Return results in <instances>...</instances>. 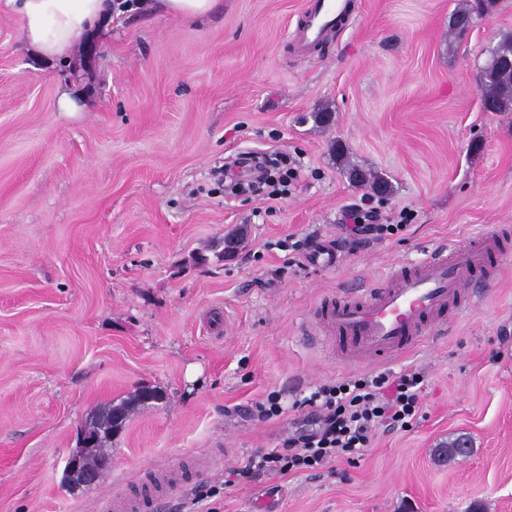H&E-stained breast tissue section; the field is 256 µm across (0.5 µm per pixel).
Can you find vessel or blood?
Here are the masks:
<instances>
[{
  "instance_id": "obj_1",
  "label": "vessel or blood",
  "mask_w": 512,
  "mask_h": 512,
  "mask_svg": "<svg viewBox=\"0 0 512 512\" xmlns=\"http://www.w3.org/2000/svg\"><path fill=\"white\" fill-rule=\"evenodd\" d=\"M351 14L349 0H305L295 30L297 43L320 44ZM500 254L494 231L436 248L419 265L401 264L356 294L331 300L320 308L318 324L336 356L349 365L379 364L405 355L425 334L447 326L460 311L467 288L477 284ZM149 494L103 499L99 512H151L158 498H173L183 479L166 470H147Z\"/></svg>"
}]
</instances>
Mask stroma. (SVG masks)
<instances>
[{
    "label": "stroma",
    "instance_id": "1",
    "mask_svg": "<svg viewBox=\"0 0 512 512\" xmlns=\"http://www.w3.org/2000/svg\"><path fill=\"white\" fill-rule=\"evenodd\" d=\"M462 2L354 0L303 53L290 36L304 0H221L200 20L146 0L53 64L0 14V512H92L143 467L198 459L190 483L224 486L219 512H512V256L390 362L427 374L408 428L316 476L224 485L287 435L289 416L246 417L256 402L371 374L312 331L321 302L512 225V112L483 111L478 90L512 0L455 36ZM65 87L76 111L59 109ZM323 107L326 126L312 118ZM338 144L393 194L353 186ZM249 151L300 159L282 199L225 197L219 168ZM357 203L407 219L328 267L268 249L311 233L332 249ZM200 251L207 264L191 262ZM145 388L163 400L129 417L94 484L70 481L92 412ZM459 436L472 454L438 459Z\"/></svg>",
    "mask_w": 512,
    "mask_h": 512
}]
</instances>
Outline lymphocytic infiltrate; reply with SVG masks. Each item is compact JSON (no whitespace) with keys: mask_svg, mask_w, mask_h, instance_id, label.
I'll use <instances>...</instances> for the list:
<instances>
[{"mask_svg":"<svg viewBox=\"0 0 512 512\" xmlns=\"http://www.w3.org/2000/svg\"><path fill=\"white\" fill-rule=\"evenodd\" d=\"M424 382V372L408 366L316 385L310 395L292 403L293 411L306 414L305 426L289 431L281 447L250 454L243 466L229 470L225 485L362 456L377 428L408 427L419 411Z\"/></svg>","mask_w":512,"mask_h":512,"instance_id":"obj_1","label":"lymphocytic infiltrate"}]
</instances>
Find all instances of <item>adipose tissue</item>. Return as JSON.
I'll return each mask as SVG.
<instances>
[{
	"label": "adipose tissue",
	"mask_w": 512,
	"mask_h": 512,
	"mask_svg": "<svg viewBox=\"0 0 512 512\" xmlns=\"http://www.w3.org/2000/svg\"><path fill=\"white\" fill-rule=\"evenodd\" d=\"M0 9L16 15L33 54L51 62L69 58L76 39L107 28L112 0H0Z\"/></svg>",
	"instance_id": "ef3b65f1"
}]
</instances>
